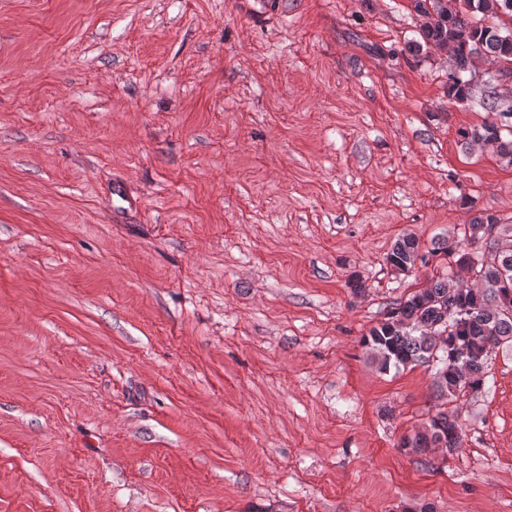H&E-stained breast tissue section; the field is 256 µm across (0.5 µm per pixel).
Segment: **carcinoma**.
I'll use <instances>...</instances> for the list:
<instances>
[{
  "label": "carcinoma",
  "instance_id": "obj_1",
  "mask_svg": "<svg viewBox=\"0 0 512 512\" xmlns=\"http://www.w3.org/2000/svg\"><path fill=\"white\" fill-rule=\"evenodd\" d=\"M413 5L423 18L424 43L447 51L453 62L448 76L449 97L463 102L471 96L482 60L502 63L512 70V0H413ZM479 14L494 22L475 20ZM489 110L497 113V118L471 131L463 130L461 136L494 146L499 156L512 162V105L504 109L491 105ZM478 233L485 237L486 250L473 260L464 254L456 260L475 270L472 287L455 298L460 315H448L449 278L439 276L428 287L412 293L364 338L384 370L444 359L448 377L435 385L440 397L450 403L466 390L482 385L490 349L512 343V306L498 301L499 290L512 288V235L500 232L497 217L489 213L476 218L464 236L474 238ZM419 249L415 236H403L391 247L388 262L401 271L409 270L419 258ZM445 332L446 344L437 345L436 337ZM457 336L469 337L478 353L454 362ZM429 426L447 432L448 449L460 446L457 415L441 411L431 418Z\"/></svg>",
  "mask_w": 512,
  "mask_h": 512
}]
</instances>
